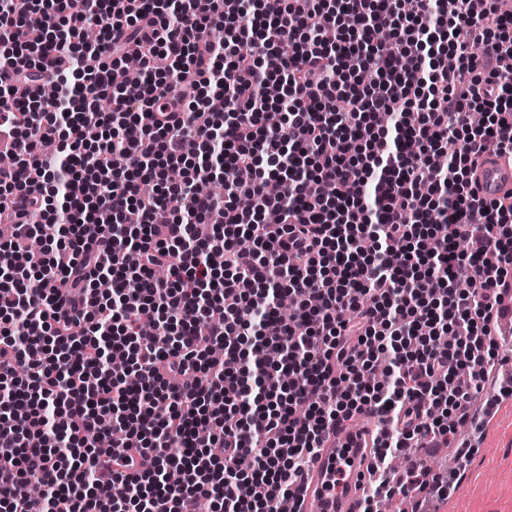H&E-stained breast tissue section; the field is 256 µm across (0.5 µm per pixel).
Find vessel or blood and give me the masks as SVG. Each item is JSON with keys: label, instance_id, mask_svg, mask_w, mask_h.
<instances>
[{"label": "vessel or blood", "instance_id": "vessel-or-blood-1", "mask_svg": "<svg viewBox=\"0 0 512 512\" xmlns=\"http://www.w3.org/2000/svg\"><path fill=\"white\" fill-rule=\"evenodd\" d=\"M473 186L488 201L512 193V160L486 156L473 171ZM374 425V417L362 414L331 429L308 466L298 512H357L374 454Z\"/></svg>", "mask_w": 512, "mask_h": 512}]
</instances>
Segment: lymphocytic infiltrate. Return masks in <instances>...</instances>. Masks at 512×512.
Segmentation results:
<instances>
[{
  "mask_svg": "<svg viewBox=\"0 0 512 512\" xmlns=\"http://www.w3.org/2000/svg\"><path fill=\"white\" fill-rule=\"evenodd\" d=\"M0 46L18 141L0 167V512H280L365 410L382 426L361 512L447 495L409 454L470 419L512 291V202L471 179L512 155V9L0 0ZM216 176L223 193L197 192Z\"/></svg>",
  "mask_w": 512,
  "mask_h": 512,
  "instance_id": "f902f5d3",
  "label": "lymphocytic infiltrate"
}]
</instances>
